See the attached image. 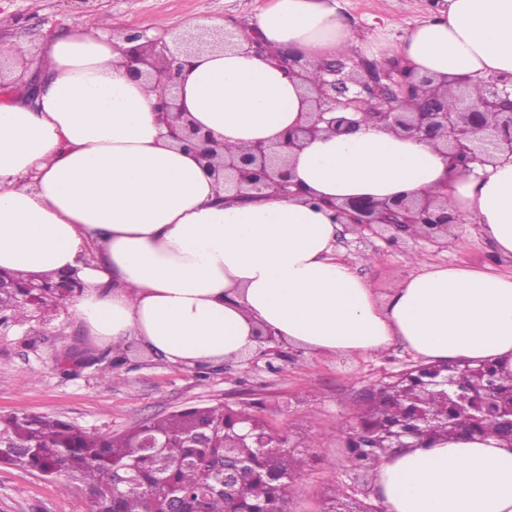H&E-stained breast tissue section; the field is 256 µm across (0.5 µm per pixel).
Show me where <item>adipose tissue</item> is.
<instances>
[{
	"label": "adipose tissue",
	"instance_id": "obj_1",
	"mask_svg": "<svg viewBox=\"0 0 512 512\" xmlns=\"http://www.w3.org/2000/svg\"><path fill=\"white\" fill-rule=\"evenodd\" d=\"M264 49L196 53L181 110L231 152L274 143L310 109L278 64L355 47L338 0H271L252 23ZM123 43L96 19L48 39L37 92L0 102V269L73 274L69 310L90 336L186 367L253 354L259 330L316 354L375 356L393 343L430 361H489L512 377V275L438 266L386 300L336 255L327 201L446 193L496 250L512 254V158L450 172L441 154L371 123L291 152L299 196L229 197L195 151L165 137L161 89L129 78ZM421 74L512 76V0H448L399 43L370 42ZM386 512H512V447L499 437L434 439L384 455Z\"/></svg>",
	"mask_w": 512,
	"mask_h": 512
}]
</instances>
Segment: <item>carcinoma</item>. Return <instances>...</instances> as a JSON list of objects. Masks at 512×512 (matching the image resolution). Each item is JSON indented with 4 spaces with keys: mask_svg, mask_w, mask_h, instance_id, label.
I'll list each match as a JSON object with an SVG mask.
<instances>
[{
    "mask_svg": "<svg viewBox=\"0 0 512 512\" xmlns=\"http://www.w3.org/2000/svg\"><path fill=\"white\" fill-rule=\"evenodd\" d=\"M59 288H43L36 303L22 289L0 294V317L23 321L33 307H56ZM432 365L421 363L371 391L362 431L346 443L347 462L376 465L389 452V432L405 425L420 441L460 432H503L512 418V378L490 362L464 367L455 394L468 399L459 409L428 385ZM241 407H191L153 419L145 428L119 435L77 427L49 415H0V465L36 471L48 480L78 486L89 512H288L290 489L305 460L289 448L288 435ZM252 431L240 448L223 446ZM158 447H138L145 436ZM326 512H369L364 501L335 487Z\"/></svg>",
    "mask_w": 512,
    "mask_h": 512,
    "instance_id": "1",
    "label": "carcinoma"
}]
</instances>
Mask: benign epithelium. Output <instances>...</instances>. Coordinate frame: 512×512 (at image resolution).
I'll return each instance as SVG.
<instances>
[{
    "mask_svg": "<svg viewBox=\"0 0 512 512\" xmlns=\"http://www.w3.org/2000/svg\"><path fill=\"white\" fill-rule=\"evenodd\" d=\"M260 48L256 32L249 26L225 31L220 40L234 44L236 37ZM142 34L124 37L131 47L122 50L126 74L132 79L156 78L162 87L159 120L166 136L184 149L199 148L202 167L239 195L252 199L267 196H291L294 186L284 150L303 147L324 134H347L360 123L372 120L388 127L403 138L429 143L445 158L448 167L472 170L474 166L494 163L501 156L512 157V77L491 78L481 93L472 96L468 77L442 80L417 74L400 58L378 63L367 59H339L319 67L321 78L309 81L312 64L300 55H285L278 63L289 73L308 83L312 110L304 121L285 132L281 140L267 145L257 143L239 151L226 152L209 134L185 118L175 103L181 71L188 57L187 48L196 36L191 31L140 42ZM454 108L448 109V99ZM373 99L377 112H367L361 103ZM415 101L413 111L400 104ZM346 219L353 230L362 232L383 225L397 232L410 229L428 235H448L463 218L448 211L447 200L439 193L406 196L395 200H358L328 204ZM74 288L81 292L84 284L71 275L48 280L39 274L0 271V292L12 288Z\"/></svg>",
    "mask_w": 512,
    "mask_h": 512,
    "instance_id": "obj_1",
    "label": "benign epithelium"
}]
</instances>
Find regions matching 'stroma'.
I'll list each match as a JSON object with an SVG mask.
<instances>
[{
	"instance_id": "obj_1",
	"label": "stroma",
	"mask_w": 512,
	"mask_h": 512,
	"mask_svg": "<svg viewBox=\"0 0 512 512\" xmlns=\"http://www.w3.org/2000/svg\"><path fill=\"white\" fill-rule=\"evenodd\" d=\"M434 0H340L355 41L383 35L398 42L404 29L426 19ZM268 0H0V50L31 53L89 18L105 17L116 36L140 30L158 38L194 22L246 25ZM336 253L386 297L420 266L460 264L497 274L512 273V257L496 255L475 219H464L448 240L386 232L358 238L341 227ZM116 360L112 380L93 366L64 367L74 352ZM275 370L250 359L197 369L167 364L135 345L117 349L85 336L67 305L44 320L37 316L0 327V413L57 415L84 429L118 434L146 420L188 406L251 400L265 404L269 425L302 448L307 466L288 496V512H323L333 485L354 483L344 446L356 429L367 392L416 361L402 344L384 354L317 356L283 345ZM0 512H88L82 494L59 482L0 467Z\"/></svg>"
}]
</instances>
